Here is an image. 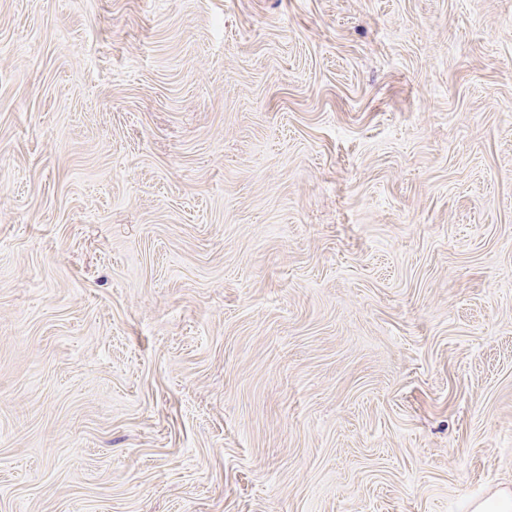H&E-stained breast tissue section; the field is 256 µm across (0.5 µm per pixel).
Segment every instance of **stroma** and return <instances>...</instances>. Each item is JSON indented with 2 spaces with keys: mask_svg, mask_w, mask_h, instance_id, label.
<instances>
[{
  "mask_svg": "<svg viewBox=\"0 0 512 512\" xmlns=\"http://www.w3.org/2000/svg\"><path fill=\"white\" fill-rule=\"evenodd\" d=\"M502 489L512 0H0V512Z\"/></svg>",
  "mask_w": 512,
  "mask_h": 512,
  "instance_id": "35a3bbf8",
  "label": "stroma"
}]
</instances>
